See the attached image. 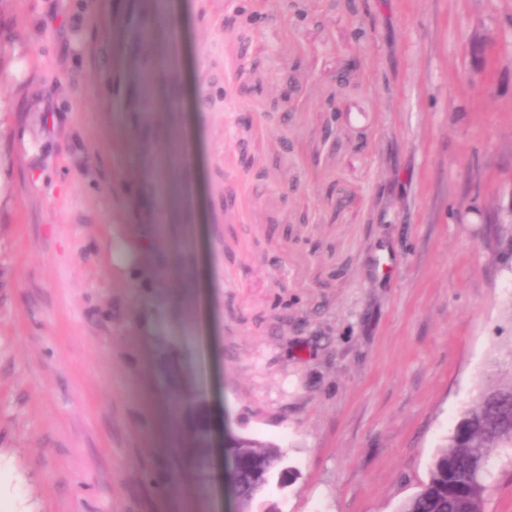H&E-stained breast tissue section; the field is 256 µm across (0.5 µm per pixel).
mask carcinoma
I'll list each match as a JSON object with an SVG mask.
<instances>
[{
    "instance_id": "carcinoma-1",
    "label": "carcinoma",
    "mask_w": 512,
    "mask_h": 512,
    "mask_svg": "<svg viewBox=\"0 0 512 512\" xmlns=\"http://www.w3.org/2000/svg\"><path fill=\"white\" fill-rule=\"evenodd\" d=\"M507 357L509 366L496 362L495 371L434 455L428 481L401 504L399 512H485L493 452L512 453V349ZM228 452L251 470L269 474L262 490H242L246 512L279 480V461L286 453L274 443L248 437L235 442Z\"/></svg>"
}]
</instances>
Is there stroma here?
<instances>
[{"label": "stroma", "instance_id": "35a3bbf8", "mask_svg": "<svg viewBox=\"0 0 512 512\" xmlns=\"http://www.w3.org/2000/svg\"><path fill=\"white\" fill-rule=\"evenodd\" d=\"M152 14L0 0V512H236L239 437L396 512L512 348V0Z\"/></svg>", "mask_w": 512, "mask_h": 512}]
</instances>
